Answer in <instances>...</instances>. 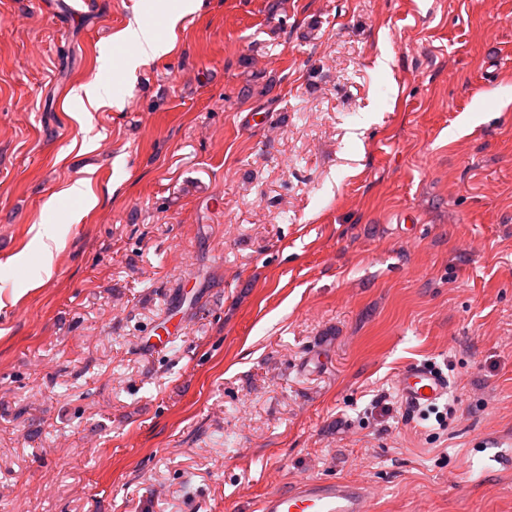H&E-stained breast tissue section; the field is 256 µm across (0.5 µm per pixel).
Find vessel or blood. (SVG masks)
I'll list each match as a JSON object with an SVG mask.
<instances>
[{
  "mask_svg": "<svg viewBox=\"0 0 512 512\" xmlns=\"http://www.w3.org/2000/svg\"><path fill=\"white\" fill-rule=\"evenodd\" d=\"M397 387L408 407L417 411L447 394L448 378L414 363L401 370ZM256 512H372V500L364 485L343 479L308 478L289 489L266 494Z\"/></svg>",
  "mask_w": 512,
  "mask_h": 512,
  "instance_id": "vessel-or-blood-1",
  "label": "vessel or blood"
}]
</instances>
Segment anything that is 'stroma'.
Instances as JSON below:
<instances>
[{
  "instance_id": "1",
  "label": "stroma",
  "mask_w": 512,
  "mask_h": 512,
  "mask_svg": "<svg viewBox=\"0 0 512 512\" xmlns=\"http://www.w3.org/2000/svg\"><path fill=\"white\" fill-rule=\"evenodd\" d=\"M151 2L0 0V512H249L305 478L512 512V0H202L100 70L165 32ZM96 80L121 107L78 121ZM410 363L448 425L405 416ZM117 48L125 50L126 66L130 69L142 62L159 57L171 50L170 42L157 35L153 28L139 22L129 23L108 43L100 47L98 61L100 68H110ZM61 198L75 199L87 206H93L96 202L95 197L92 195L89 181L87 179H80L72 182L65 187L57 196L52 197L46 203L49 211H55V204ZM55 219H49L47 221H41L37 230L35 239L47 258H51L53 255V249L57 248L58 239L56 237L55 227L52 224H56ZM397 387L408 407L418 411L435 404L448 393V377L425 365H406L400 372ZM424 389L428 390L424 394Z\"/></svg>"
}]
</instances>
